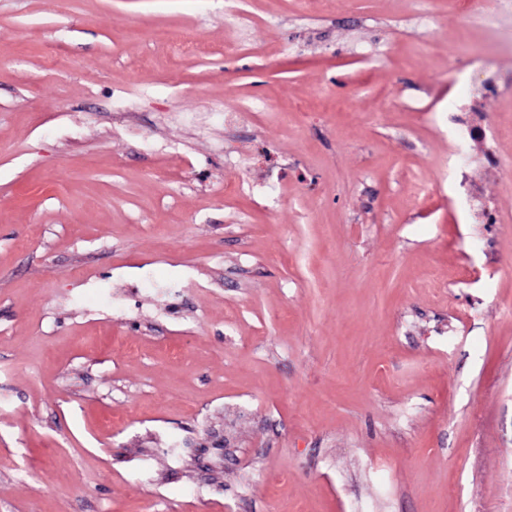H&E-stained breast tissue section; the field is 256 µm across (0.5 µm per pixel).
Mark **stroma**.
<instances>
[{"label": "stroma", "mask_w": 512, "mask_h": 512, "mask_svg": "<svg viewBox=\"0 0 512 512\" xmlns=\"http://www.w3.org/2000/svg\"><path fill=\"white\" fill-rule=\"evenodd\" d=\"M237 5L0 0V512H512V7Z\"/></svg>", "instance_id": "obj_1"}]
</instances>
